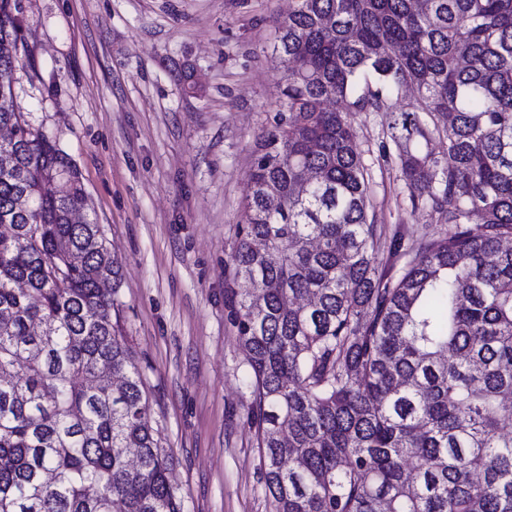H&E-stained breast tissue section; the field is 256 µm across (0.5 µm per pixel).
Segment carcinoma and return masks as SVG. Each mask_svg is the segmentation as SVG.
<instances>
[{
    "label": "carcinoma",
    "instance_id": "obj_1",
    "mask_svg": "<svg viewBox=\"0 0 512 512\" xmlns=\"http://www.w3.org/2000/svg\"><path fill=\"white\" fill-rule=\"evenodd\" d=\"M21 15L0 0V512H184L102 288L121 263L17 102ZM273 51L224 290L273 512H512V0H292ZM405 88L394 161L449 229L394 278L350 116Z\"/></svg>",
    "mask_w": 512,
    "mask_h": 512
}]
</instances>
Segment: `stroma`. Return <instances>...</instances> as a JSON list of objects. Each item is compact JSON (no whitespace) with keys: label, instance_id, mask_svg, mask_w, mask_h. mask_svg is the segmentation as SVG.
I'll return each mask as SVG.
<instances>
[{"label":"stroma","instance_id":"1","mask_svg":"<svg viewBox=\"0 0 512 512\" xmlns=\"http://www.w3.org/2000/svg\"><path fill=\"white\" fill-rule=\"evenodd\" d=\"M17 93L81 174L122 261L119 328L172 459L184 512H272L248 420L250 368L224 309L252 163L281 92L288 0H22ZM388 112L355 114L386 233L408 210Z\"/></svg>","mask_w":512,"mask_h":512}]
</instances>
